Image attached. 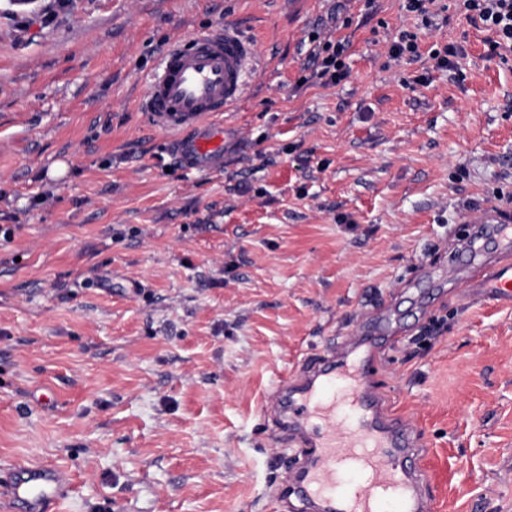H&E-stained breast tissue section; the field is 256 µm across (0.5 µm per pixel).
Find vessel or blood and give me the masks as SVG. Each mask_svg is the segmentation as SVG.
Listing matches in <instances>:
<instances>
[{
  "label": "vessel or blood",
  "instance_id": "obj_1",
  "mask_svg": "<svg viewBox=\"0 0 512 512\" xmlns=\"http://www.w3.org/2000/svg\"><path fill=\"white\" fill-rule=\"evenodd\" d=\"M256 56L253 43L229 25L166 51L147 86L144 109L161 123L183 127L175 150L189 168H220L224 127L200 118L242 99ZM477 221L480 228L466 252L483 253L486 224L499 248L471 287L511 308L512 223L492 201ZM385 333L376 324L375 309H367L356 320L350 351L342 355L328 345L289 375L280 425L297 458L287 473L288 491L304 512H435L420 432L386 403L374 383L375 354ZM69 488L62 470L29 464L12 470L4 495L22 512H44Z\"/></svg>",
  "mask_w": 512,
  "mask_h": 512
}]
</instances>
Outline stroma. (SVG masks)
Returning a JSON list of instances; mask_svg holds the SVG:
<instances>
[{"label":"stroma","mask_w":512,"mask_h":512,"mask_svg":"<svg viewBox=\"0 0 512 512\" xmlns=\"http://www.w3.org/2000/svg\"><path fill=\"white\" fill-rule=\"evenodd\" d=\"M55 2L0 0V476L65 471L51 512H291L265 400L377 301L376 384L424 434L438 512H512V308L461 299L465 264L418 293L512 195L489 32L448 13L397 64L401 0H68L41 25ZM227 23L258 68L202 173L143 99ZM313 30L347 45L336 86L308 80ZM432 45L429 50V56L435 61V66L438 69H448L455 66L453 59L458 58L462 49L460 46L455 44H445L441 47L434 48Z\"/></svg>","instance_id":"35a3bbf8"}]
</instances>
